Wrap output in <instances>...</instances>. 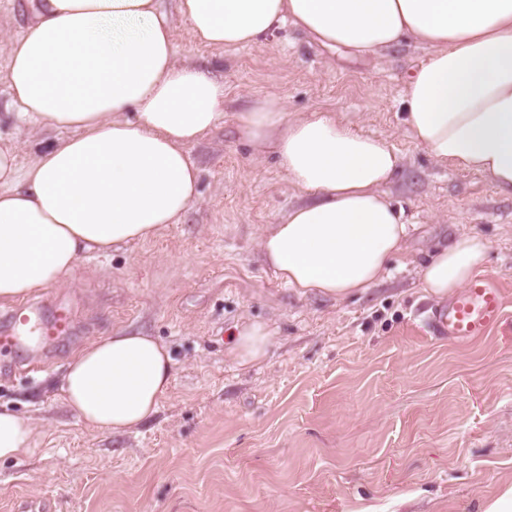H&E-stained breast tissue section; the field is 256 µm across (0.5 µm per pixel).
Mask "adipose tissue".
<instances>
[{
  "label": "adipose tissue",
  "mask_w": 512,
  "mask_h": 512,
  "mask_svg": "<svg viewBox=\"0 0 512 512\" xmlns=\"http://www.w3.org/2000/svg\"><path fill=\"white\" fill-rule=\"evenodd\" d=\"M32 18L5 46L11 104L63 138L20 165L0 148V303L60 285L90 251L106 253L179 223L197 195L189 149L223 117L224 83L178 61L172 16L194 41L236 49L291 24L359 56L411 40L428 50L405 83L403 125L434 160L489 177L512 195V0H30ZM243 140L276 155L305 194L260 239L266 264L300 294L343 300L378 283L408 237L384 191L400 168L387 138L331 112L290 118L273 96L240 113ZM487 240L464 234L420 269L447 300L483 269ZM272 343L261 322L236 325L241 365ZM173 357L152 336L115 331L70 359L59 390L93 430L121 432L153 416L172 385ZM33 422L0 411V459L34 442Z\"/></svg>",
  "instance_id": "1"
}]
</instances>
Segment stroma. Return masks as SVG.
Returning <instances> with one entry per match:
<instances>
[{"label": "stroma", "instance_id": "obj_1", "mask_svg": "<svg viewBox=\"0 0 512 512\" xmlns=\"http://www.w3.org/2000/svg\"><path fill=\"white\" fill-rule=\"evenodd\" d=\"M30 19L29 0H0V147L23 165L58 136L28 139L7 113L4 47ZM173 39L179 57L224 81L223 118L189 149L198 194L179 223L88 253L48 288L74 333L44 350L38 373L19 353L0 357V410L37 428L31 448L0 461V512L30 499L50 512H480L512 483V197L405 133L402 91L425 49L407 41L359 57L289 24L233 50L192 43L180 20ZM266 95L289 116L333 112L396 147L385 191L409 236L366 292L301 295L263 261L261 235L302 201L276 156L239 136V113ZM474 232L489 242L483 272L508 307L491 334L453 343L423 329L435 301L419 267ZM243 321L273 332L250 366L224 353ZM115 331L166 344L173 381L139 428L99 432L69 413L59 382L76 350Z\"/></svg>", "mask_w": 512, "mask_h": 512}]
</instances>
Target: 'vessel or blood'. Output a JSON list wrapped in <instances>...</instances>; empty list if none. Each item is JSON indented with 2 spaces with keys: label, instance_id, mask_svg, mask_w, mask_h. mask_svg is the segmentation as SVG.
<instances>
[{
  "label": "vessel or blood",
  "instance_id": "vessel-or-blood-1",
  "mask_svg": "<svg viewBox=\"0 0 512 512\" xmlns=\"http://www.w3.org/2000/svg\"><path fill=\"white\" fill-rule=\"evenodd\" d=\"M506 298L490 277L480 275L448 302L435 309L426 322L431 335L454 342H470L488 335L503 321ZM41 302H32L0 315V351L18 349L35 342H54L70 335L72 326L66 313L43 320Z\"/></svg>",
  "mask_w": 512,
  "mask_h": 512
}]
</instances>
